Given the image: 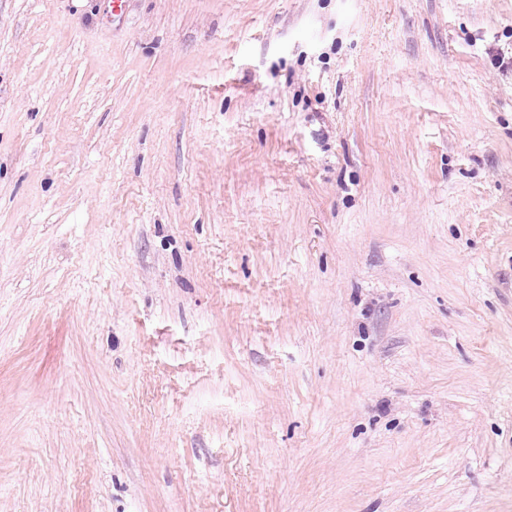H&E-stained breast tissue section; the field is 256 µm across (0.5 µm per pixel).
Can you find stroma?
Instances as JSON below:
<instances>
[{
  "mask_svg": "<svg viewBox=\"0 0 512 512\" xmlns=\"http://www.w3.org/2000/svg\"><path fill=\"white\" fill-rule=\"evenodd\" d=\"M512 0H0V512H512Z\"/></svg>",
  "mask_w": 512,
  "mask_h": 512,
  "instance_id": "obj_1",
  "label": "stroma"
}]
</instances>
